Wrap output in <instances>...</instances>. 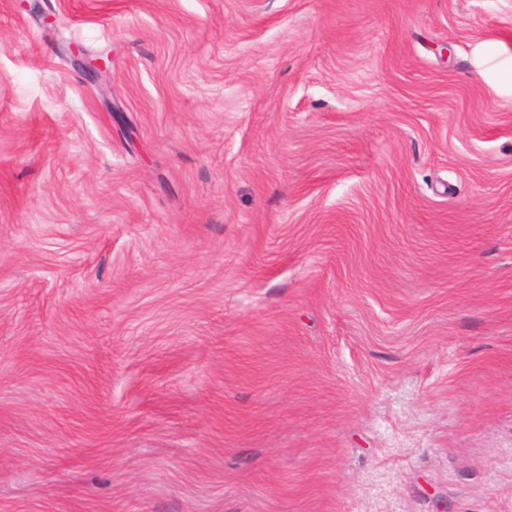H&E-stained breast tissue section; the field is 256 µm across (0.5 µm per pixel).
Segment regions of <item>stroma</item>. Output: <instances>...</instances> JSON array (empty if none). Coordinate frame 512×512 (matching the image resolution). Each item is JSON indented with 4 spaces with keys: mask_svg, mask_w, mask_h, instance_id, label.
I'll return each mask as SVG.
<instances>
[{
    "mask_svg": "<svg viewBox=\"0 0 512 512\" xmlns=\"http://www.w3.org/2000/svg\"><path fill=\"white\" fill-rule=\"evenodd\" d=\"M38 3L0 512H512V0ZM71 55L74 57L77 64L83 67L87 74L90 76L92 80H104L110 73V64L111 60L107 57L109 64H107L106 60L102 57H96L93 59H88L85 57V53L79 47H74L70 49Z\"/></svg>",
    "mask_w": 512,
    "mask_h": 512,
    "instance_id": "1",
    "label": "stroma"
}]
</instances>
